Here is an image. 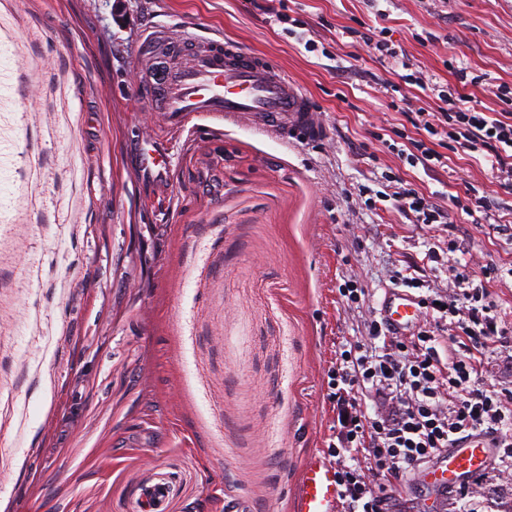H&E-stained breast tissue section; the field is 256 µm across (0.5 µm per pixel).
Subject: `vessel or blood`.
<instances>
[{"mask_svg":"<svg viewBox=\"0 0 512 512\" xmlns=\"http://www.w3.org/2000/svg\"><path fill=\"white\" fill-rule=\"evenodd\" d=\"M139 85L151 99L153 111L172 125H181L205 112L232 121L250 123L291 144L315 141L326 130L310 99L271 63L222 38H188L171 31L154 41V67ZM383 320L397 336L413 331L424 306L408 288L385 296ZM488 436L473 435L459 442L446 467L431 474L439 487H452L485 467ZM340 489L334 466L322 456L307 457L299 481L294 512H335ZM171 482L162 478L147 486L136 512H165Z\"/></svg>","mask_w":512,"mask_h":512,"instance_id":"1","label":"vessel or blood"}]
</instances>
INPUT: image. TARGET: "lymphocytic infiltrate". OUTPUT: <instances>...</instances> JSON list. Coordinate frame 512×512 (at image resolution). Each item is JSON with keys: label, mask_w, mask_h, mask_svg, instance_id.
<instances>
[{"label": "lymphocytic infiltrate", "mask_w": 512, "mask_h": 512, "mask_svg": "<svg viewBox=\"0 0 512 512\" xmlns=\"http://www.w3.org/2000/svg\"><path fill=\"white\" fill-rule=\"evenodd\" d=\"M440 111L418 109L415 128L437 141H414L406 154L410 165H442L440 146L469 152H493L496 177L512 187V114L478 112L467 107L460 90L440 93ZM400 211L418 224H436L445 215L429 198L402 183L393 193ZM456 291L424 293L418 277L395 272L394 286L421 290L426 309L437 311V323H450L463 356L443 360L441 341L433 331L412 337L390 335L373 323L370 345L343 349L328 371L327 398L334 414V433L326 454L336 465L340 487L339 512H387L384 496L365 472L372 469L401 480L415 465L439 460L466 431L494 434L503 458L512 459V393L499 395L479 389V359L489 339L499 334L494 304L485 285L468 269L453 271ZM372 394L374 415L363 413L358 394Z\"/></svg>", "instance_id": "obj_1"}]
</instances>
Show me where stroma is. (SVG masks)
<instances>
[{
    "mask_svg": "<svg viewBox=\"0 0 512 512\" xmlns=\"http://www.w3.org/2000/svg\"><path fill=\"white\" fill-rule=\"evenodd\" d=\"M160 28L277 65L325 139L288 145L205 115L170 129L134 85ZM370 32L396 58L366 47ZM1 63L0 512H134L159 470L166 512L234 497L292 512L332 433L328 370L367 342L395 271L450 289L467 267L512 329V188L491 155L426 169L396 154L456 69L482 78L470 107L503 111L512 0H0ZM406 64L426 85L393 92ZM146 137L166 172L143 171ZM393 178L441 206L454 250L387 200ZM471 187L488 210L456 209ZM481 370L482 388L512 391V348L489 344ZM496 454L463 512H512V462ZM430 469L366 476L391 512H443Z\"/></svg>",
    "mask_w": 512,
    "mask_h": 512,
    "instance_id": "35a3bbf8",
    "label": "stroma"
}]
</instances>
